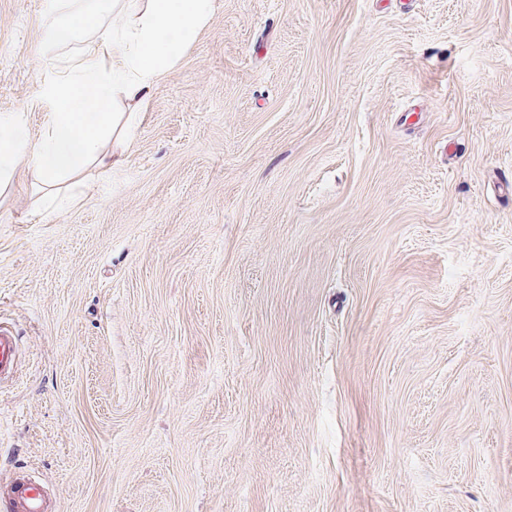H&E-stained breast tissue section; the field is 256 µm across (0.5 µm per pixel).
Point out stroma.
Instances as JSON below:
<instances>
[{
    "label": "stroma",
    "mask_w": 512,
    "mask_h": 512,
    "mask_svg": "<svg viewBox=\"0 0 512 512\" xmlns=\"http://www.w3.org/2000/svg\"><path fill=\"white\" fill-rule=\"evenodd\" d=\"M98 0H0V117ZM90 199L0 193V487L57 512H512V0H214ZM18 340L14 333L0 327V379L9 377L16 365ZM4 512H49L50 502L42 488L27 477L16 478L0 493Z\"/></svg>",
    "instance_id": "35a3bbf8"
}]
</instances>
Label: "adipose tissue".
<instances>
[{"label":"adipose tissue","mask_w":512,"mask_h":512,"mask_svg":"<svg viewBox=\"0 0 512 512\" xmlns=\"http://www.w3.org/2000/svg\"><path fill=\"white\" fill-rule=\"evenodd\" d=\"M211 11L212 0H108L79 12L76 24L51 26L52 44L71 40L80 29L91 38L79 59L43 84L41 95L52 112L38 142H31L18 122L0 119V186L16 179L22 156L35 195L89 164L111 171L114 155L106 149L107 138L123 140L127 130L119 104H145Z\"/></svg>","instance_id":"ef3b65f1"}]
</instances>
